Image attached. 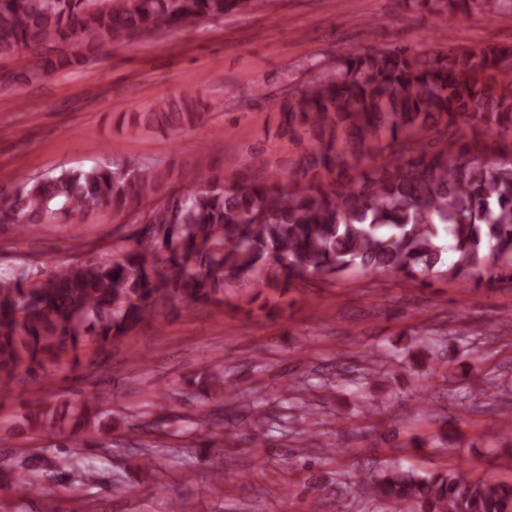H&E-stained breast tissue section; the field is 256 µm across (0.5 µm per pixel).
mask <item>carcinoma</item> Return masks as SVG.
<instances>
[{
  "instance_id": "carcinoma-1",
  "label": "carcinoma",
  "mask_w": 512,
  "mask_h": 512,
  "mask_svg": "<svg viewBox=\"0 0 512 512\" xmlns=\"http://www.w3.org/2000/svg\"><path fill=\"white\" fill-rule=\"evenodd\" d=\"M433 14H512V0H402ZM251 0H0V57L63 45L71 53L30 60L28 79L79 62L74 49L107 47L188 20L247 10ZM317 75L288 92L277 132L311 140L298 164L266 171L260 155L234 178L203 174L161 199L169 168L134 160L20 177L0 190V224L21 235L92 213L137 211L130 243L112 258H83L46 271L0 275V396L19 368L48 354L101 348L170 306L188 311L224 301L231 283L286 288L311 274L336 280L367 270L400 273L422 286L446 276L492 284L512 279V148L459 145L465 122L512 129V47L486 44L412 55L404 49L350 52L314 65ZM190 98L128 116L134 127L179 131L199 120ZM435 130L431 141L424 133ZM371 145L385 160L359 176L352 160ZM99 394L25 414L30 430L80 433L112 417ZM153 448L135 460L155 471ZM60 485L87 467L67 455ZM373 501L387 512H512V485L464 467L428 473L390 466L371 475Z\"/></svg>"
}]
</instances>
